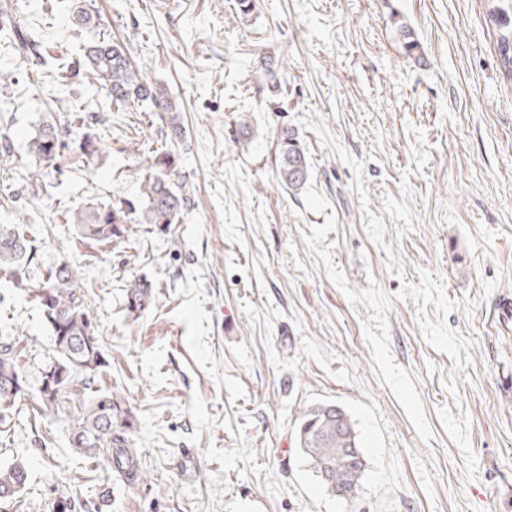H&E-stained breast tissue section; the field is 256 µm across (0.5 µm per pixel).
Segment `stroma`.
Wrapping results in <instances>:
<instances>
[{"instance_id":"obj_1","label":"stroma","mask_w":512,"mask_h":512,"mask_svg":"<svg viewBox=\"0 0 512 512\" xmlns=\"http://www.w3.org/2000/svg\"><path fill=\"white\" fill-rule=\"evenodd\" d=\"M484 15V0H256L247 15L238 0H0L43 38L37 63L0 49V226L36 245L24 287L0 270V344L27 383L0 466L28 470L0 512H512V319L495 306L512 297V81ZM105 33L175 111L112 112L92 78L64 77L60 58ZM47 122L101 151L31 179ZM286 130L311 167L295 194L276 174ZM153 147L174 152L193 208L167 235L80 240L78 210L140 203ZM64 261L147 480L75 454L66 415L34 413L52 354L35 292ZM141 277L153 298L135 318L123 289ZM315 402L357 423L351 502L295 449Z\"/></svg>"}]
</instances>
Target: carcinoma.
I'll return each mask as SVG.
<instances>
[{
    "instance_id": "obj_1",
    "label": "carcinoma",
    "mask_w": 512,
    "mask_h": 512,
    "mask_svg": "<svg viewBox=\"0 0 512 512\" xmlns=\"http://www.w3.org/2000/svg\"><path fill=\"white\" fill-rule=\"evenodd\" d=\"M486 22L497 34V48L503 75L512 80V0H485ZM126 45L102 38L85 49L78 71L96 80L110 105L119 112L147 104L155 112L175 108L165 87L150 81L145 68L129 58ZM70 129L45 123L33 136L28 152L38 166L54 160L68 147ZM176 159L166 149L153 152L151 171L141 183L140 209L124 201L94 205L75 213L78 235L85 240L120 243L126 225L147 224L167 235L173 224L187 214L193 197L186 186L175 183ZM277 174L280 182L297 192L308 181L306 154L297 136L284 131L278 141ZM32 241L23 233L0 227V266L10 270L16 283L24 281V268L33 257ZM36 297L53 338V360L44 372L56 377L60 394H40L35 412L55 414L63 403L76 402L79 409L71 417L68 443L76 454L96 458L105 454L117 472L132 478L141 476L136 450L131 448L128 427L121 417L129 416L121 395L96 385V378L109 367L107 354L95 338V323L87 310L81 287L65 262L51 269ZM152 283L144 278L126 282L124 303L131 314L144 311L151 302ZM10 369V381L0 379V419L25 395L23 363L14 346H0V376ZM296 444L299 454L318 478L323 490L348 503L357 494L367 470L361 438L351 414L342 406L318 402L302 409ZM359 457L352 461L348 449ZM27 469L21 462L0 468V494L16 497L26 484Z\"/></svg>"
}]
</instances>
